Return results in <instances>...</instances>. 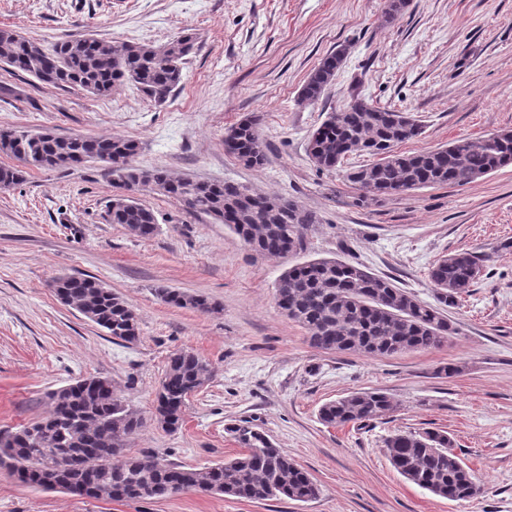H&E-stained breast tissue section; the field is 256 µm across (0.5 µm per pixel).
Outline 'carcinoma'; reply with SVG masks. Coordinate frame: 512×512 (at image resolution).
<instances>
[{
    "mask_svg": "<svg viewBox=\"0 0 512 512\" xmlns=\"http://www.w3.org/2000/svg\"><path fill=\"white\" fill-rule=\"evenodd\" d=\"M190 34L160 45H139L99 39L91 34L48 46L19 32L0 28V63L32 74L43 84L77 87L106 97L125 83L153 98L168 97L182 81L184 58L194 48ZM346 49L327 54L302 86L301 101H319L341 68ZM423 126L408 112L374 106L356 98L339 111L326 113L312 132L307 154L319 170H335L352 154L377 157L373 164L351 168L346 179L360 191V204L397 192L426 187H462L512 164V130L479 138L458 137L444 147L406 152L400 147L419 139ZM224 149L248 167L266 161L267 145L258 122L247 118L231 127ZM0 152L16 161L0 167V190L22 179L23 169H57L112 155L111 174L122 194L113 196L112 223L142 238L158 232L154 213L136 197L142 191L173 198L187 209L210 216L236 233L260 256L285 257L303 249L305 225L315 215L294 199L267 195L233 181L202 182L176 176L164 168L141 169L133 164L132 140L42 132L0 131ZM481 273L480 259L461 251L441 258L430 271L438 305L421 303L390 278L339 259H316L286 269L276 284L277 306L308 333L310 345L331 352H361L392 357L408 351L437 349L448 343L455 328L442 306L453 305ZM56 296L101 327L114 339L138 337L135 311L112 289L93 277L64 275L53 285ZM162 302L214 314L219 306L200 294L157 288ZM213 377L211 363L190 350H177L166 360L156 393L153 421L168 432L183 422L186 403ZM51 408L38 421L14 432H0V467L42 490L89 486L93 499L138 500L174 497L185 492L224 495L251 501L284 496L308 502L321 495L320 485L249 425L234 429L244 452L233 459L187 469L174 463L158 468L152 455L125 453L128 436L144 427L143 418L112 389V381L87 376L47 393ZM396 405L383 392H355L323 404L320 420L330 426L362 424L379 419ZM71 448L68 466L57 452ZM392 468L412 484L450 501L481 493L474 474L439 431L399 432L385 441Z\"/></svg>",
    "mask_w": 512,
    "mask_h": 512,
    "instance_id": "obj_1",
    "label": "carcinoma"
}]
</instances>
